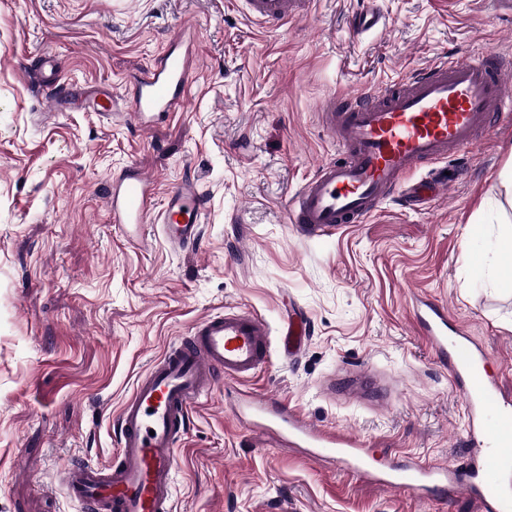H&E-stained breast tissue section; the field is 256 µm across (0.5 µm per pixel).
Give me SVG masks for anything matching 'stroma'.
Here are the masks:
<instances>
[{"label": "stroma", "instance_id": "35a3bbf8", "mask_svg": "<svg viewBox=\"0 0 512 512\" xmlns=\"http://www.w3.org/2000/svg\"><path fill=\"white\" fill-rule=\"evenodd\" d=\"M309 0L283 26L241 0H0V512H86L62 469L113 463L116 421L137 380L203 317L240 307L278 327L301 308L298 355L273 347L240 389L346 432L384 462L466 470L465 401L412 324L411 298L443 303L512 394V123L446 161L445 197L388 201L364 223L300 236L287 205L338 156L320 112L332 93L376 90L450 52L512 63V13L497 0ZM194 41L187 100L143 131L116 116L57 111L93 87L135 92L168 48ZM138 170L157 198L192 182L196 245L159 224H116L105 199ZM217 376L177 446L172 512H483L367 481L245 426Z\"/></svg>", "mask_w": 512, "mask_h": 512}]
</instances>
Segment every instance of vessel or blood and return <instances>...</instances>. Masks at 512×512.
Segmentation results:
<instances>
[{"instance_id": "vessel-or-blood-1", "label": "vessel or blood", "mask_w": 512, "mask_h": 512, "mask_svg": "<svg viewBox=\"0 0 512 512\" xmlns=\"http://www.w3.org/2000/svg\"><path fill=\"white\" fill-rule=\"evenodd\" d=\"M243 2L254 20L280 24L299 16L305 0ZM505 72L496 56H444L379 91L330 100L321 122L341 156L322 164L291 199L290 223L307 235L323 233L363 223L388 200L413 205L425 194L444 192L447 180L428 174L410 185L406 179L465 151L478 132L512 120ZM194 73L192 52L166 53L138 79L129 101L134 123L146 130L175 111ZM153 198L152 180L138 172L113 182L107 204L114 223L145 224L155 214L171 246H193L202 207L197 187H176L158 211ZM411 312L464 397L468 431L476 443L467 477H457L447 465L374 464L356 439L323 431L275 400L243 394L237 399L239 412L272 420L279 440L310 458L336 462L385 486L426 493L451 481L457 491L479 499L487 512H512V401L488 380L482 348L449 322L446 306L417 296ZM270 348L271 328L256 313L228 310L200 320L191 336L169 345L152 363L123 403L119 454L112 467L88 460L61 471L68 496L92 512H170L176 449L191 410L211 391L215 372L236 381L251 377L267 364Z\"/></svg>"}]
</instances>
